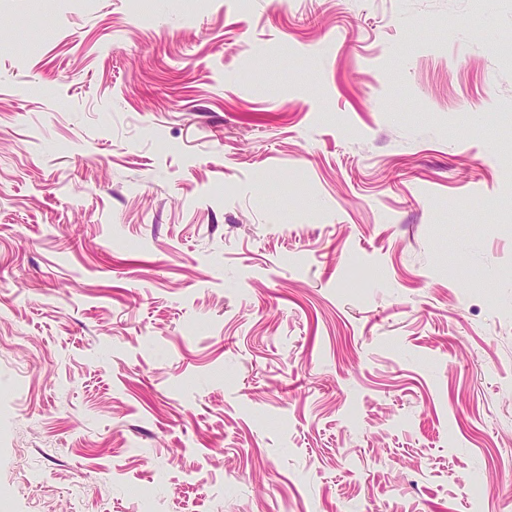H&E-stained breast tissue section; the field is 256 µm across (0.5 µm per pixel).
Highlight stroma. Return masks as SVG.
I'll use <instances>...</instances> for the list:
<instances>
[{
	"mask_svg": "<svg viewBox=\"0 0 512 512\" xmlns=\"http://www.w3.org/2000/svg\"><path fill=\"white\" fill-rule=\"evenodd\" d=\"M512 512V0H0V512Z\"/></svg>",
	"mask_w": 512,
	"mask_h": 512,
	"instance_id": "stroma-1",
	"label": "stroma"
}]
</instances>
